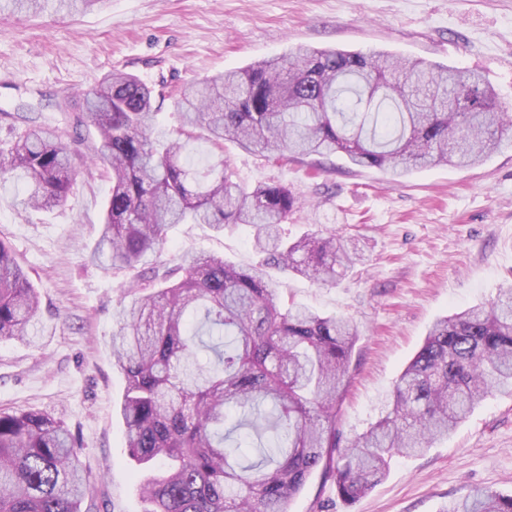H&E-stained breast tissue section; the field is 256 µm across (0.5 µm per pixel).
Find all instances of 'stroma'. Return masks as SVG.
I'll return each mask as SVG.
<instances>
[{
    "mask_svg": "<svg viewBox=\"0 0 512 512\" xmlns=\"http://www.w3.org/2000/svg\"><path fill=\"white\" fill-rule=\"evenodd\" d=\"M305 44L382 50L480 70L512 112V0H109L78 15L50 10L0 16V141L10 140L20 105L66 129L82 154L97 142L90 123L59 111L63 97L91 91L121 69L165 96L157 131L175 132L172 90ZM238 181L288 185L300 205L283 229L295 239L319 229L349 236L358 261L335 285L292 275L287 302L358 323L344 437L385 412L398 376L440 316L493 299L512 280V142L482 165L380 170L338 154L323 170L282 166L227 146ZM20 178L0 184V239L41 295L36 343L0 340V411H39L63 421L93 488L91 512H144L118 403L123 374L112 362V330L123 283L89 264L111 184L95 167L77 169L66 205L24 211ZM253 230L224 233L179 224L164 258L209 251L240 266L259 262ZM475 490L512 493V395L494 393L448 438L422 454L393 457L385 477L356 502L313 475L290 512H441Z\"/></svg>",
    "mask_w": 512,
    "mask_h": 512,
    "instance_id": "1",
    "label": "stroma"
}]
</instances>
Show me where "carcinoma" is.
<instances>
[{
	"mask_svg": "<svg viewBox=\"0 0 512 512\" xmlns=\"http://www.w3.org/2000/svg\"><path fill=\"white\" fill-rule=\"evenodd\" d=\"M107 0H0V13H84ZM154 91L121 70L69 107L98 133L86 157L112 179L88 263L127 278L112 357L125 377L119 413L146 512H289L316 471L353 502L396 455L420 453L495 392L512 393V284L488 304L432 324L394 386L391 407L342 439V405L360 331L345 315L281 308L269 273L327 285L353 268L334 233L295 241L281 224L298 206L282 184L233 179L224 142L288 164L343 153L395 170L481 164L512 130L495 89L471 70L385 51L298 45L184 87L178 137L153 135ZM208 144L204 159L195 144ZM76 152L50 125L0 144V183L26 180L20 204L66 203ZM175 224L253 228L261 262L199 251L161 259ZM36 288L0 240V340L32 342ZM256 438L244 461L237 435ZM91 493L79 450L43 412L0 411V512H82ZM440 512H512V495L477 491Z\"/></svg>",
	"mask_w": 512,
	"mask_h": 512,
	"instance_id": "obj_1",
	"label": "carcinoma"
}]
</instances>
